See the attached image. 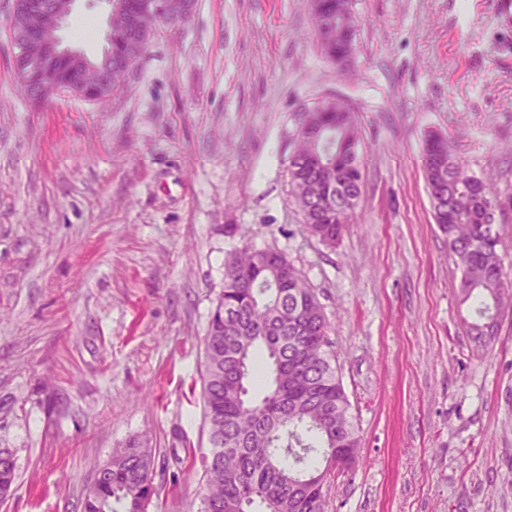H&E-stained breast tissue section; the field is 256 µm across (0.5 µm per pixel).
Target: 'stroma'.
<instances>
[{"label":"stroma","instance_id":"obj_1","mask_svg":"<svg viewBox=\"0 0 512 512\" xmlns=\"http://www.w3.org/2000/svg\"><path fill=\"white\" fill-rule=\"evenodd\" d=\"M355 52L322 53L308 0H195L122 98L19 91L0 0V512H80L97 464L155 448L148 512H199L202 372L227 253L283 251L314 289L362 437L328 512H512V312L487 349L422 169L437 133L486 182L512 277V22L497 0H351ZM107 0L59 31L89 58ZM343 98L365 161L336 246L302 233L301 115Z\"/></svg>","mask_w":512,"mask_h":512}]
</instances>
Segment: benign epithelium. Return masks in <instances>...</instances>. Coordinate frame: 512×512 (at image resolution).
I'll use <instances>...</instances> for the list:
<instances>
[{
	"mask_svg": "<svg viewBox=\"0 0 512 512\" xmlns=\"http://www.w3.org/2000/svg\"><path fill=\"white\" fill-rule=\"evenodd\" d=\"M73 0H15L8 16L16 52L13 67L24 81L28 94L34 99L60 91L54 76L65 60L79 57L78 51L64 48L58 30L66 20ZM114 9L125 14V27L108 33L109 43L118 42L121 52H108L105 61L85 60L71 64L77 71L78 82L68 91L88 101L100 96L112 97L111 69L120 67L127 74L133 73L132 63L139 61V47L150 39L160 25V19L182 20L191 13L189 0H120ZM312 11L319 14L321 30L317 40L325 47L331 46L338 34H343L344 51L336 52L331 60L345 63L354 54V31L339 27L343 17L351 13L349 0H312Z\"/></svg>",
	"mask_w": 512,
	"mask_h": 512,
	"instance_id": "7a95c632",
	"label": "benign epithelium"
}]
</instances>
